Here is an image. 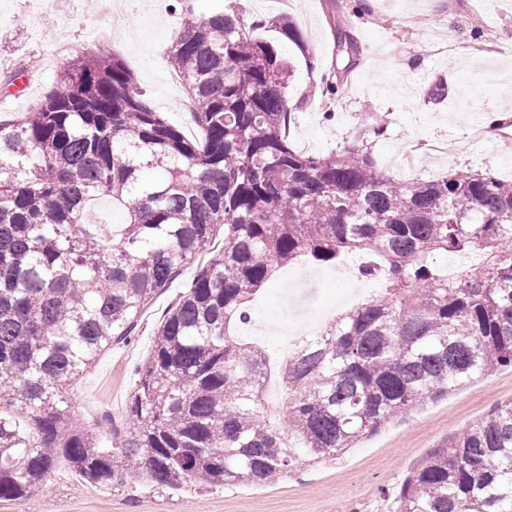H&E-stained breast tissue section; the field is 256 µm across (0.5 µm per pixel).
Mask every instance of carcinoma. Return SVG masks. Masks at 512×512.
Here are the masks:
<instances>
[{"label":"carcinoma","instance_id":"carcinoma-1","mask_svg":"<svg viewBox=\"0 0 512 512\" xmlns=\"http://www.w3.org/2000/svg\"><path fill=\"white\" fill-rule=\"evenodd\" d=\"M178 3L169 62L199 137L147 105L115 52L74 60L31 111L0 120V499L30 496L61 458L87 487L132 472L169 487L275 480L512 368V182L471 169L403 181L367 147L295 149L291 66L254 35L267 22ZM275 24L303 46L288 20ZM360 60L338 27L336 70L315 87L325 104ZM100 197L119 229L90 221ZM473 248L489 260L448 284L438 258ZM208 250L135 369L128 424L75 417L68 387ZM351 252L380 288L317 341L273 367L235 336L274 272ZM269 375L285 389V427L261 415ZM396 503L512 512V402L434 449Z\"/></svg>","mask_w":512,"mask_h":512}]
</instances>
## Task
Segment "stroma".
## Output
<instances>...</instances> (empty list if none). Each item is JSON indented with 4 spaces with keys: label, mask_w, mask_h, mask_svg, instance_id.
<instances>
[{
    "label": "stroma",
    "mask_w": 512,
    "mask_h": 512,
    "mask_svg": "<svg viewBox=\"0 0 512 512\" xmlns=\"http://www.w3.org/2000/svg\"><path fill=\"white\" fill-rule=\"evenodd\" d=\"M126 27L96 42L93 30H108L94 0H0V60L27 65L28 74L0 87V119H11L54 84L73 60L118 53L132 71L149 106L186 136L198 129L182 111L184 89L168 65L171 42L182 23L176 0H117ZM197 14L234 9L245 22L289 17L303 33L298 49L268 31L291 63L285 94L296 103L288 139L310 154H327L364 143L382 171L401 180L436 177L448 169L479 170L512 181V154L497 137L476 138L486 115L461 103L479 92L484 103L512 110V8L482 9L470 0H195ZM351 23L363 49L362 62L331 107L314 96L329 73L334 18ZM68 50L56 55L59 41ZM383 134H374L376 125ZM419 139L452 140V155L430 154L411 165L402 155ZM195 265L143 310L136 336L112 346L88 368L69 393L83 419L125 421L135 387V366L148 356L153 330L191 283ZM512 401V368L480 376L448 395L397 415L361 438L342 456L301 465L273 481L244 480L205 486L184 482L161 487L126 476L123 484L83 487L67 462H59L43 485L20 502L0 499V512H395L405 478L431 453L447 445L497 406Z\"/></svg>",
    "instance_id": "stroma-1"
}]
</instances>
